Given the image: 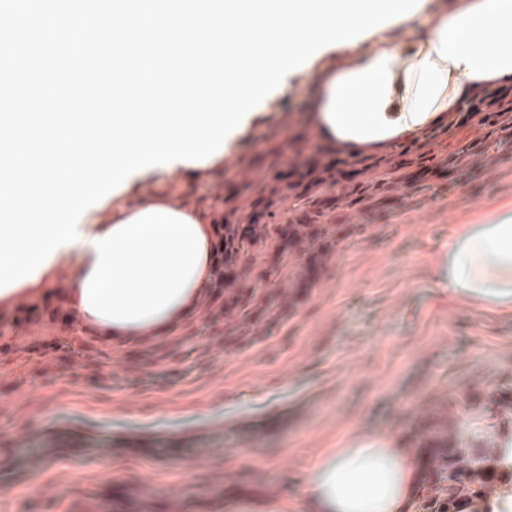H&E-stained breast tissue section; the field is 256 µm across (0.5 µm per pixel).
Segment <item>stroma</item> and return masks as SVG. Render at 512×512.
Returning a JSON list of instances; mask_svg holds the SVG:
<instances>
[{
  "instance_id": "1",
  "label": "stroma",
  "mask_w": 512,
  "mask_h": 512,
  "mask_svg": "<svg viewBox=\"0 0 512 512\" xmlns=\"http://www.w3.org/2000/svg\"><path fill=\"white\" fill-rule=\"evenodd\" d=\"M312 59L258 115L297 111ZM512 207V151L441 196L408 191L394 214H352L307 288V257L255 290L269 316L224 315L233 335H187L205 299L164 333L113 338L94 360L0 357V512H248L299 498L328 448L385 432L456 437L463 415L503 414L512 314L449 301L437 280L455 224Z\"/></svg>"
}]
</instances>
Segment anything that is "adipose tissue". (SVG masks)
Instances as JSON below:
<instances>
[{
	"label": "adipose tissue",
	"mask_w": 512,
	"mask_h": 512,
	"mask_svg": "<svg viewBox=\"0 0 512 512\" xmlns=\"http://www.w3.org/2000/svg\"><path fill=\"white\" fill-rule=\"evenodd\" d=\"M400 24L415 38L408 66L399 64V47L363 54L346 44L312 72L303 110L324 144L356 150L407 142L439 113L460 107L475 85L512 83V0H448ZM145 178L130 176L102 215L83 216L79 243L51 259L75 268L67 294L74 313L112 336L173 328L212 275L210 221L187 203L140 194ZM441 285L449 299L512 313V215L451 228ZM422 462L390 434L349 440L319 458L288 512H409Z\"/></svg>",
	"instance_id": "obj_1"
}]
</instances>
